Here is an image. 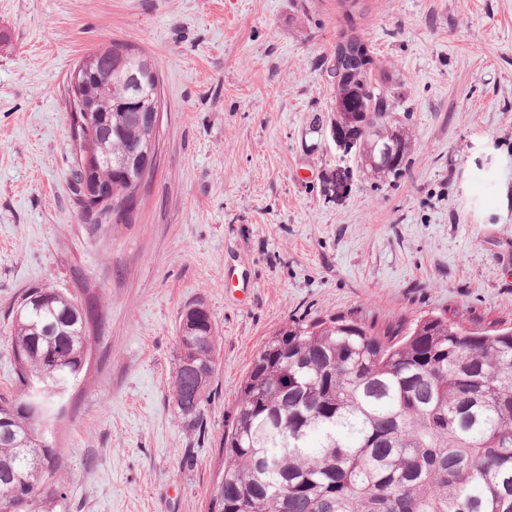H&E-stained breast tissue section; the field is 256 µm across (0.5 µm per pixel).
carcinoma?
I'll return each mask as SVG.
<instances>
[{
    "label": "carcinoma",
    "instance_id": "1",
    "mask_svg": "<svg viewBox=\"0 0 512 512\" xmlns=\"http://www.w3.org/2000/svg\"><path fill=\"white\" fill-rule=\"evenodd\" d=\"M149 58L114 40L79 95L112 133L96 135V169L75 168L77 207L87 224H131L158 165L144 169L152 130L141 110L159 84L129 74ZM391 85L375 92L359 72L335 86L334 125L357 136L361 165L378 178L400 174L407 135L393 119ZM112 189V201L101 196ZM35 319L12 320L19 390L44 378L75 385L96 327L94 302L53 288ZM172 399L200 424L218 371L217 325L202 301L177 330ZM62 411L59 395L28 403L0 398V512L14 486L31 491L22 512H66L61 449L44 448ZM223 470L208 512H512V327L466 329L425 317L380 334L356 318L294 320L257 354L224 434Z\"/></svg>",
    "mask_w": 512,
    "mask_h": 512
}]
</instances>
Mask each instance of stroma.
<instances>
[{
    "instance_id": "1",
    "label": "stroma",
    "mask_w": 512,
    "mask_h": 512,
    "mask_svg": "<svg viewBox=\"0 0 512 512\" xmlns=\"http://www.w3.org/2000/svg\"><path fill=\"white\" fill-rule=\"evenodd\" d=\"M372 45L409 134L395 178L330 136L341 33ZM0 395L12 310L94 288L103 324L55 433L68 512H206L239 388L286 323L433 314L512 324V0H0ZM122 40L163 83L158 169L131 224L74 203L69 77ZM203 301V426L172 402L176 321Z\"/></svg>"
}]
</instances>
